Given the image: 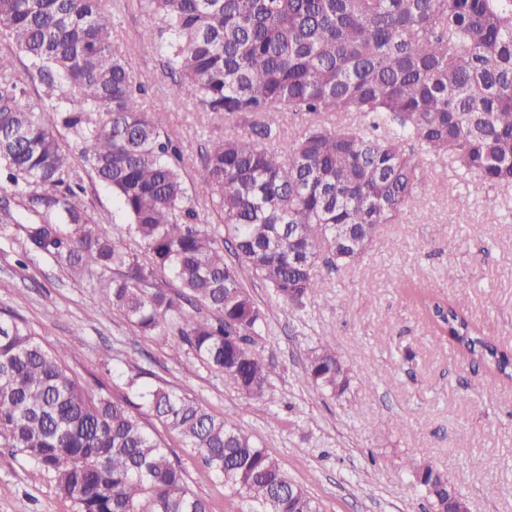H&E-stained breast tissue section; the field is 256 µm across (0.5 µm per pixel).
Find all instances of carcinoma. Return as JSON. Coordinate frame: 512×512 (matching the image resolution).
Here are the masks:
<instances>
[{
	"label": "carcinoma",
	"mask_w": 512,
	"mask_h": 512,
	"mask_svg": "<svg viewBox=\"0 0 512 512\" xmlns=\"http://www.w3.org/2000/svg\"><path fill=\"white\" fill-rule=\"evenodd\" d=\"M117 0H0V223L30 251L101 284L143 334L171 330L249 397L271 370L254 349L265 315L224 244L281 303L298 308L325 287L314 272L360 261L384 224L422 195V161H446L469 182L512 186V0H134L151 24L142 40L179 76L172 93L227 120L251 117L205 149L201 180L224 224L221 239L188 205L182 152L142 100L116 44ZM50 103L24 105L29 81ZM285 112L305 118L288 153L274 146ZM357 114L332 123L325 114ZM67 132L112 191L148 254L141 261L85 203L83 169ZM168 272L179 290L154 287ZM205 308L191 317L183 305ZM437 329L476 363L512 379V355L462 309L425 301ZM312 386L340 398L350 375L325 340L305 366ZM139 397L197 451L205 467L262 512H322L277 459L230 419L164 385ZM0 447L21 454L77 512H212L183 470L127 405L80 381L24 321L0 317ZM435 512L461 493L430 464L414 467Z\"/></svg>",
	"instance_id": "carcinoma-1"
}]
</instances>
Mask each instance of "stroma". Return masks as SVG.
Here are the masks:
<instances>
[{"label":"stroma","instance_id":"stroma-1","mask_svg":"<svg viewBox=\"0 0 512 512\" xmlns=\"http://www.w3.org/2000/svg\"><path fill=\"white\" fill-rule=\"evenodd\" d=\"M123 46L144 85L147 107L182 150V177L201 224L224 226L200 179L205 146L223 138V115L198 111L171 95L173 80L140 36L149 18L120 15ZM431 183L399 223L383 225L364 259L322 269L325 288L288 309L251 270L241 281L265 321L255 348L271 367L262 398H250L189 348L140 336L120 311L102 315L98 281L72 279L54 260L22 257L28 244L14 224H0V315L20 318L82 377L98 380L118 401L136 402V387L163 384L230 417L281 461L289 478L324 512H431L413 476L431 464L462 493L468 512H512V381L496 379L450 341H442L424 301L454 304L494 343L512 351V187L460 181L448 163L428 165ZM86 199L115 237L129 222L112 194L84 175ZM83 345L67 347L73 337ZM335 344L351 369L341 399L305 381L304 367L320 339ZM145 428L169 449L187 486L213 512H257L255 502L207 472L196 451L155 417ZM0 512H76L53 481L11 449L0 448Z\"/></svg>","mask_w":512,"mask_h":512}]
</instances>
